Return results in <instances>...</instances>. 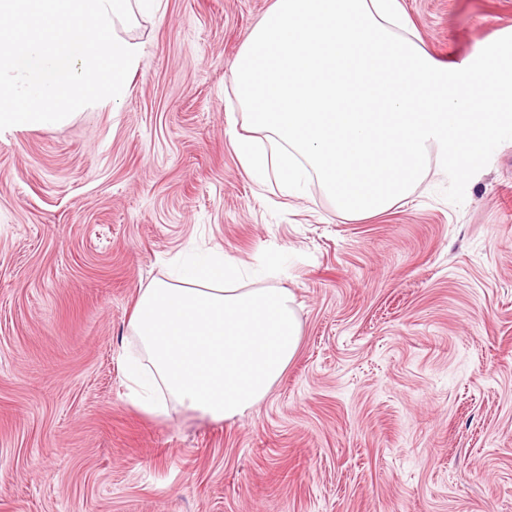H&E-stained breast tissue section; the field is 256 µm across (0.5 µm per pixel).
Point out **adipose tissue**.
Wrapping results in <instances>:
<instances>
[{"mask_svg": "<svg viewBox=\"0 0 512 512\" xmlns=\"http://www.w3.org/2000/svg\"><path fill=\"white\" fill-rule=\"evenodd\" d=\"M171 279L139 289L125 359L131 400L153 415L169 400L215 421L259 405L295 358L300 324L290 289L239 288L242 266L221 251L176 259Z\"/></svg>", "mask_w": 512, "mask_h": 512, "instance_id": "1", "label": "adipose tissue"}]
</instances>
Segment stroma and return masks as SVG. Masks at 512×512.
<instances>
[{
  "label": "stroma",
  "mask_w": 512,
  "mask_h": 512,
  "mask_svg": "<svg viewBox=\"0 0 512 512\" xmlns=\"http://www.w3.org/2000/svg\"><path fill=\"white\" fill-rule=\"evenodd\" d=\"M271 2L161 0L118 107L0 131V512H512V141L459 206L435 156L357 221L257 182L230 65ZM403 3L443 63L512 35V0ZM191 250L296 299V357L232 422L127 397L136 292Z\"/></svg>",
  "instance_id": "35a3bbf8"
}]
</instances>
